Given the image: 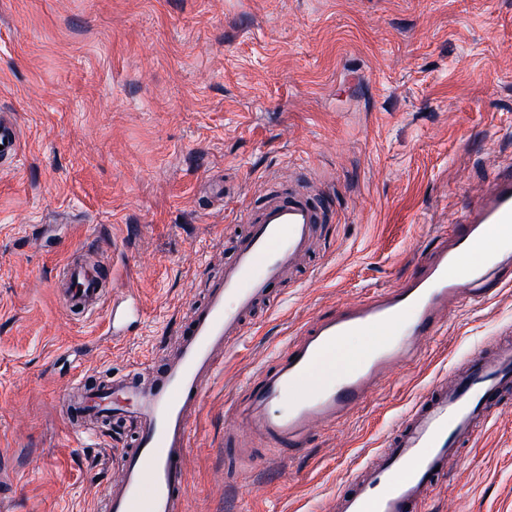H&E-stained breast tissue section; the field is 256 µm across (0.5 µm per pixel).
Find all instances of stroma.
Instances as JSON below:
<instances>
[{
	"instance_id": "stroma-1",
	"label": "stroma",
	"mask_w": 512,
	"mask_h": 512,
	"mask_svg": "<svg viewBox=\"0 0 512 512\" xmlns=\"http://www.w3.org/2000/svg\"><path fill=\"white\" fill-rule=\"evenodd\" d=\"M0 512H100L128 431L76 432L70 382L147 367L232 256L245 205L308 181L324 246L273 286L193 424L187 512H325L437 378L512 340V285L453 308L417 360L287 456L224 405L304 321L393 288L512 170V0H0ZM91 255L142 316L56 296ZM422 512H512V390ZM7 140V143H4ZM0 156L12 157L15 156L19 150V127L15 120L0 119ZM141 315L139 305H131L123 302H113L110 311V323L112 334H119L123 328H130Z\"/></svg>"
}]
</instances>
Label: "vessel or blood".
<instances>
[{"label": "vessel or blood", "instance_id": "obj_1", "mask_svg": "<svg viewBox=\"0 0 512 512\" xmlns=\"http://www.w3.org/2000/svg\"><path fill=\"white\" fill-rule=\"evenodd\" d=\"M20 147L16 121L0 119V155ZM331 197L288 185L261 207L243 208L247 233L237 236L223 271L208 279L203 303L183 318L175 350L157 356L150 381L128 375L87 388L74 382L62 400L73 427L111 415L127 404L137 433L134 447L116 459L119 478L110 485L103 512H186L192 483L187 456L192 425L230 345L246 335L249 318L273 285L285 282L313 250L322 225L334 220ZM512 226V171L495 182L465 219L443 232L434 248L394 288L318 314L289 338L272 365L246 388L245 413L254 437L292 451L305 447L312 427L333 425L363 404L394 363L414 360L422 338L438 335L450 305L483 298L489 267L467 260L480 243L495 244ZM59 299L71 312L98 308L108 281L93 267L69 260L61 270ZM139 306L113 303V333L131 327ZM388 327L389 343L368 347L358 366L338 364L347 336H369ZM512 387V342L478 352L449 376L436 379L403 415L383 448L331 501L333 512H419L434 481L462 462L461 446L475 440L478 425Z\"/></svg>", "mask_w": 512, "mask_h": 512}]
</instances>
